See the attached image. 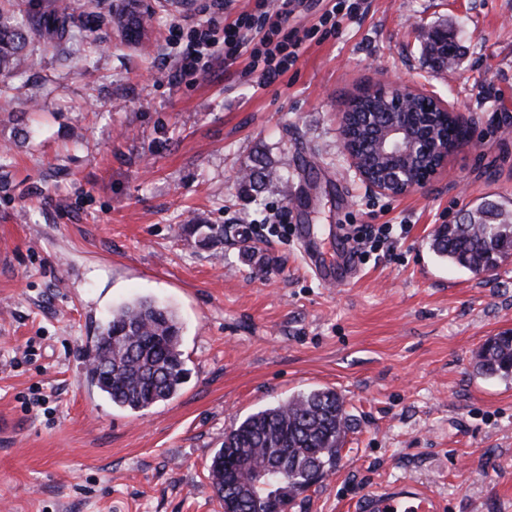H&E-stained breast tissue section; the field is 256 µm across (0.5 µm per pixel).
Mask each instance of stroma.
I'll return each mask as SVG.
<instances>
[{
  "mask_svg": "<svg viewBox=\"0 0 512 512\" xmlns=\"http://www.w3.org/2000/svg\"><path fill=\"white\" fill-rule=\"evenodd\" d=\"M336 34V0H298L296 64L261 89L248 56L173 85L167 45L207 0H76L79 43L38 33L23 78L0 74V512H224L208 478L231 424L311 388L351 418L341 458L290 512H346L369 485L411 480L448 512H512V380L474 373L475 352L512 330V259L476 275L440 262L434 229L486 199L512 210V0H358ZM153 18L142 44L98 21ZM436 30L455 32L453 70H434ZM388 77L473 123L471 144L422 188L370 192L341 146L353 96ZM309 190L290 187L299 152ZM284 187L241 184L246 169ZM293 224H404L393 252L344 287L321 284ZM218 226L216 245L187 232ZM151 297L182 327L186 381L141 411L86 379L84 350L112 307ZM42 401L25 410V399Z\"/></svg>",
  "mask_w": 512,
  "mask_h": 512,
  "instance_id": "stroma-1",
  "label": "stroma"
}]
</instances>
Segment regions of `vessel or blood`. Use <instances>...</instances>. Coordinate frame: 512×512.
<instances>
[{"label": "vessel or blood", "mask_w": 512, "mask_h": 512, "mask_svg": "<svg viewBox=\"0 0 512 512\" xmlns=\"http://www.w3.org/2000/svg\"><path fill=\"white\" fill-rule=\"evenodd\" d=\"M295 232L305 264L316 277L329 285L344 286L356 272L346 240L336 242L335 255H328L315 225L299 224ZM355 512H440L436 499L410 481H396L378 490L365 491L355 504Z\"/></svg>", "instance_id": "b4317fda"}]
</instances>
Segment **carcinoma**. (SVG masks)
Listing matches in <instances>:
<instances>
[{
  "label": "carcinoma",
  "instance_id": "1",
  "mask_svg": "<svg viewBox=\"0 0 512 512\" xmlns=\"http://www.w3.org/2000/svg\"><path fill=\"white\" fill-rule=\"evenodd\" d=\"M69 4H59L47 15L27 22L6 23L0 18V74L21 75L26 42L34 32L53 39L69 31ZM448 53L427 50L440 68L458 57L455 40ZM351 112H370L378 125L393 119L392 106L383 99L354 97ZM373 131L353 119L349 148L381 175L386 162L372 151ZM466 224H442L430 248L442 261L481 274L495 270L512 257V211L485 200L464 213ZM181 323L174 309L141 297L112 309L93 343L85 348L86 379L112 406L130 412L146 410L173 398L185 381L181 351ZM474 371L482 376L512 379V331L489 338L475 356ZM349 430V415L335 390L316 388L299 392L260 409L224 432L222 448L211 459L209 478L224 512H288L295 499L335 469ZM279 464L288 476V493L271 498L270 491L252 490L239 482V467Z\"/></svg>",
  "mask_w": 512,
  "mask_h": 512
}]
</instances>
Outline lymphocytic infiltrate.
<instances>
[{"label":"lymphocytic infiltrate","mask_w":512,"mask_h":512,"mask_svg":"<svg viewBox=\"0 0 512 512\" xmlns=\"http://www.w3.org/2000/svg\"><path fill=\"white\" fill-rule=\"evenodd\" d=\"M234 0H211L208 18L193 23L188 40L172 36L176 48L175 77L193 82L206 74L216 56L232 65L241 56L250 58L247 74L258 87L275 84L299 58L302 40L288 25L294 0H253L251 10L234 13ZM232 22H225L226 14Z\"/></svg>","instance_id":"lymphocytic-infiltrate-1"}]
</instances>
